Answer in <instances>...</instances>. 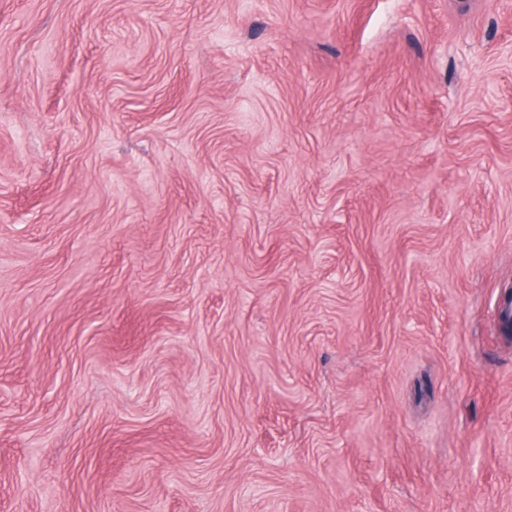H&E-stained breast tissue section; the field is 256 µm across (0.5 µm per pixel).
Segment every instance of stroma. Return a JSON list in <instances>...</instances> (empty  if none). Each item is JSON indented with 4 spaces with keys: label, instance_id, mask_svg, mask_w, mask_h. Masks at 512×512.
<instances>
[{
    "label": "stroma",
    "instance_id": "obj_1",
    "mask_svg": "<svg viewBox=\"0 0 512 512\" xmlns=\"http://www.w3.org/2000/svg\"><path fill=\"white\" fill-rule=\"evenodd\" d=\"M512 0H0V512H512Z\"/></svg>",
    "mask_w": 512,
    "mask_h": 512
}]
</instances>
